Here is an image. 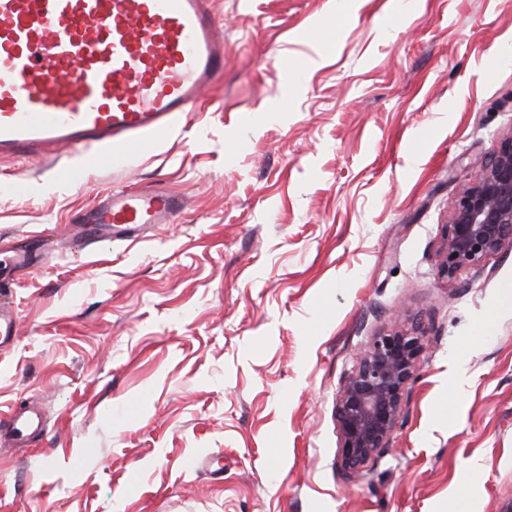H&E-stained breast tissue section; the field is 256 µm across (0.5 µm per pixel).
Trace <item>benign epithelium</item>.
<instances>
[{
    "instance_id": "obj_1",
    "label": "benign epithelium",
    "mask_w": 512,
    "mask_h": 512,
    "mask_svg": "<svg viewBox=\"0 0 512 512\" xmlns=\"http://www.w3.org/2000/svg\"><path fill=\"white\" fill-rule=\"evenodd\" d=\"M512 248V135L501 139L454 203L445 225L439 273L454 278ZM427 346L422 327L397 314L374 336L344 377L336 398L338 464L356 478L383 457L402 410L407 385Z\"/></svg>"
}]
</instances>
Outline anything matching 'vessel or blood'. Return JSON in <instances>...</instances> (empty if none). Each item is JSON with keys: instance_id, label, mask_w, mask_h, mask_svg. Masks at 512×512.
<instances>
[{"instance_id": "vessel-or-blood-1", "label": "vessel or blood", "mask_w": 512, "mask_h": 512, "mask_svg": "<svg viewBox=\"0 0 512 512\" xmlns=\"http://www.w3.org/2000/svg\"><path fill=\"white\" fill-rule=\"evenodd\" d=\"M211 0H0V157L83 149L138 155L224 78ZM163 189L117 190L85 216L95 235L171 223Z\"/></svg>"}]
</instances>
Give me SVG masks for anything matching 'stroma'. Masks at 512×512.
<instances>
[{
	"mask_svg": "<svg viewBox=\"0 0 512 512\" xmlns=\"http://www.w3.org/2000/svg\"><path fill=\"white\" fill-rule=\"evenodd\" d=\"M213 11L224 84L173 138L108 163L0 158V240L50 250L0 263V415H41L0 447V512H504L512 250L451 280L438 264L455 200L512 134V0ZM146 188L183 199L173 223L52 247L55 225ZM399 307L429 347L389 453L346 480L336 397ZM15 334V318L12 302L3 295V298L0 300V347L12 341Z\"/></svg>",
	"mask_w": 512,
	"mask_h": 512,
	"instance_id": "35a3bbf8",
	"label": "stroma"
}]
</instances>
